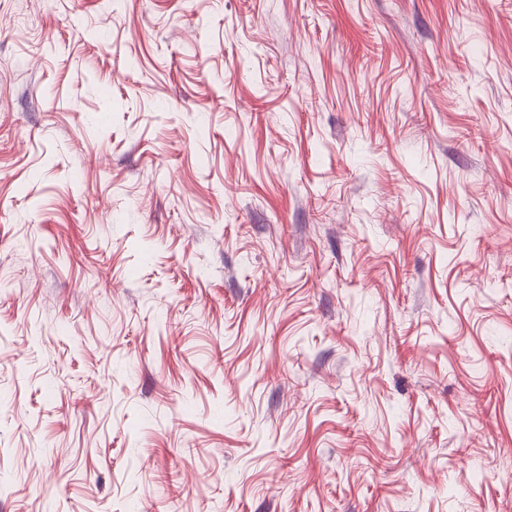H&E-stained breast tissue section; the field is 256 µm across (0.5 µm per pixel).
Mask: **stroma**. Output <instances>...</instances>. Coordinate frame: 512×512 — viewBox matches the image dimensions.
<instances>
[{
  "label": "stroma",
  "instance_id": "35a3bbf8",
  "mask_svg": "<svg viewBox=\"0 0 512 512\" xmlns=\"http://www.w3.org/2000/svg\"><path fill=\"white\" fill-rule=\"evenodd\" d=\"M0 512H512V0H0Z\"/></svg>",
  "mask_w": 512,
  "mask_h": 512
}]
</instances>
